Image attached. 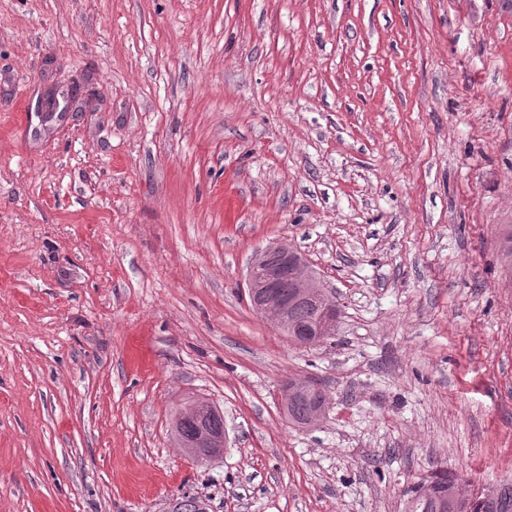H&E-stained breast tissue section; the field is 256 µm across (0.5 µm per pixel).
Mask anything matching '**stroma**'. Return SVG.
Listing matches in <instances>:
<instances>
[{"label": "stroma", "mask_w": 512, "mask_h": 512, "mask_svg": "<svg viewBox=\"0 0 512 512\" xmlns=\"http://www.w3.org/2000/svg\"><path fill=\"white\" fill-rule=\"evenodd\" d=\"M89 75L83 111L28 113ZM505 224L512 0H0V512H403L437 469L512 477ZM277 241L339 302L319 346L250 305ZM194 398L209 461L172 431ZM319 395L311 392L297 397H288L284 409L288 415V419L298 425H308L307 418L317 405ZM325 401L321 407L315 410L310 416L311 421H317L325 410Z\"/></svg>", "instance_id": "stroma-1"}]
</instances>
